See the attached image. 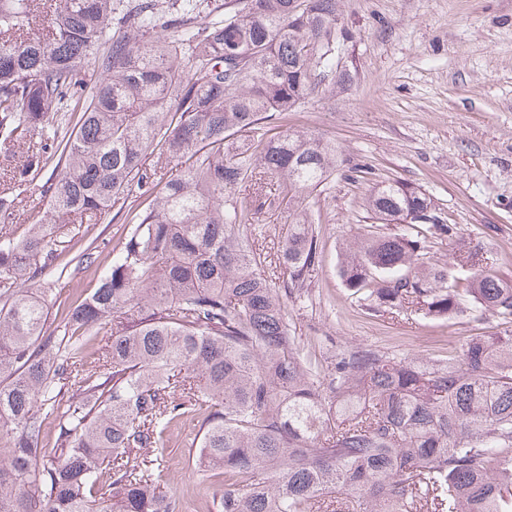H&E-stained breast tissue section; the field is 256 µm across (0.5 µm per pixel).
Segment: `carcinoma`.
Returning <instances> with one entry per match:
<instances>
[{
	"label": "carcinoma",
	"mask_w": 512,
	"mask_h": 512,
	"mask_svg": "<svg viewBox=\"0 0 512 512\" xmlns=\"http://www.w3.org/2000/svg\"><path fill=\"white\" fill-rule=\"evenodd\" d=\"M201 4L0 0V143L31 138L0 216L58 156L49 221L0 230V512H182L163 448L186 424L197 470L224 477L207 512H512V281L459 292L426 261L453 225L415 187L377 186L366 210L419 221L345 254L352 294L452 317L465 293L506 329L446 364L298 346L243 226L272 181L305 201L335 172L334 146L266 122L345 80L336 0ZM112 211L128 228L98 288L50 326L35 279ZM320 263L303 208L273 260L284 292Z\"/></svg>",
	"instance_id": "carcinoma-1"
}]
</instances>
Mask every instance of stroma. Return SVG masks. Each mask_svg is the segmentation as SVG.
<instances>
[{"mask_svg": "<svg viewBox=\"0 0 512 512\" xmlns=\"http://www.w3.org/2000/svg\"><path fill=\"white\" fill-rule=\"evenodd\" d=\"M335 50L345 81L274 119L336 147L335 174L307 202L322 264L282 300L295 340L328 359L357 347L417 361L456 356L472 337L501 331V320L470 300L449 319L374 308L346 288L341 252L367 226L400 232L377 224L363 201L374 187L401 181L456 227L453 239H431L428 261L449 262L463 249L512 280V0H338ZM291 212L282 196L277 208L255 214L257 248L276 252ZM125 232L108 217L83 225L70 252L92 251L107 265ZM68 270L62 279L52 268L41 275L56 290V319L98 286L95 269ZM185 443V431H174L165 455L185 512H205L214 488L193 474Z\"/></svg>", "mask_w": 512, "mask_h": 512, "instance_id": "35a3bbf8", "label": "stroma"}]
</instances>
